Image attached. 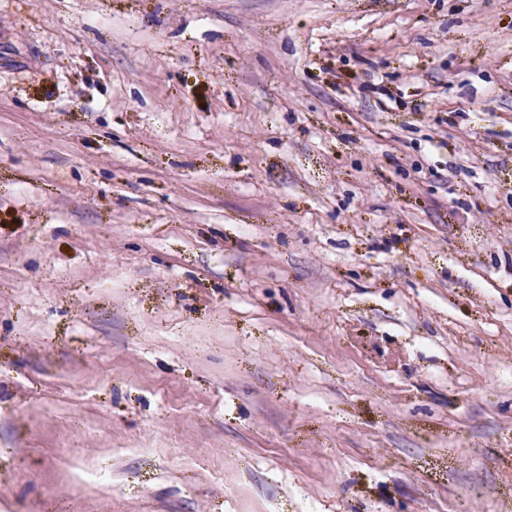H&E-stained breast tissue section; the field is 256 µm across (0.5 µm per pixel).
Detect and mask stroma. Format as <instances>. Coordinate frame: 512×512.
<instances>
[{
  "label": "stroma",
  "mask_w": 512,
  "mask_h": 512,
  "mask_svg": "<svg viewBox=\"0 0 512 512\" xmlns=\"http://www.w3.org/2000/svg\"><path fill=\"white\" fill-rule=\"evenodd\" d=\"M0 512H512V0H0Z\"/></svg>",
  "instance_id": "35a3bbf8"
}]
</instances>
